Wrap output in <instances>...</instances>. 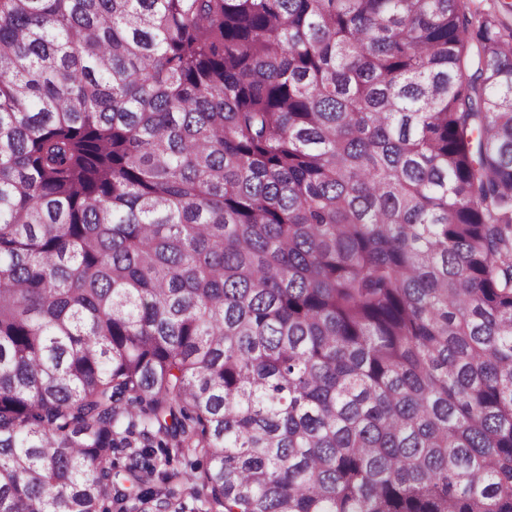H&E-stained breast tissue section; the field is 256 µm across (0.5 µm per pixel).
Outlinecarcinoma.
Here are the masks:
<instances>
[{"label": "carcinoma", "instance_id": "carcinoma-1", "mask_svg": "<svg viewBox=\"0 0 512 512\" xmlns=\"http://www.w3.org/2000/svg\"><path fill=\"white\" fill-rule=\"evenodd\" d=\"M512 512V30L468 0H0V512Z\"/></svg>", "mask_w": 512, "mask_h": 512}]
</instances>
